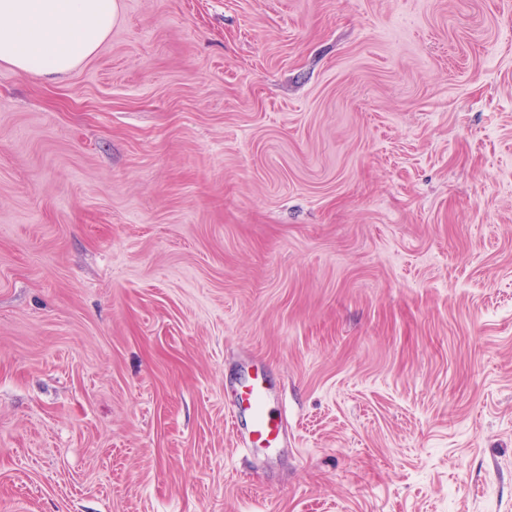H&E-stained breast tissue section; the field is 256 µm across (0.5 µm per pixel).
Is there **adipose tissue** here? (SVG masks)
I'll use <instances>...</instances> for the list:
<instances>
[{"label": "adipose tissue", "instance_id": "adipose-tissue-1", "mask_svg": "<svg viewBox=\"0 0 512 512\" xmlns=\"http://www.w3.org/2000/svg\"><path fill=\"white\" fill-rule=\"evenodd\" d=\"M117 0H0V61L40 77L72 71L112 31Z\"/></svg>", "mask_w": 512, "mask_h": 512}]
</instances>
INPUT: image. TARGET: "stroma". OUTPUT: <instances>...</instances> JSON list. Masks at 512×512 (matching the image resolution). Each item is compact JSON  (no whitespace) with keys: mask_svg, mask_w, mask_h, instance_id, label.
<instances>
[{"mask_svg":"<svg viewBox=\"0 0 512 512\" xmlns=\"http://www.w3.org/2000/svg\"><path fill=\"white\" fill-rule=\"evenodd\" d=\"M118 4L0 62V512H512V0ZM274 399L265 377L250 374L236 389L227 420L239 443L247 451L280 448L284 440L282 414L270 406Z\"/></svg>","mask_w":512,"mask_h":512,"instance_id":"1","label":"stroma"}]
</instances>
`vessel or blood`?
Instances as JSON below:
<instances>
[{
	"label": "vessel or blood",
	"instance_id": "b4317fda",
	"mask_svg": "<svg viewBox=\"0 0 512 512\" xmlns=\"http://www.w3.org/2000/svg\"><path fill=\"white\" fill-rule=\"evenodd\" d=\"M272 400V390L260 373L250 374L238 386L227 420L245 450L281 447L283 419L272 412Z\"/></svg>",
	"mask_w": 512,
	"mask_h": 512
}]
</instances>
